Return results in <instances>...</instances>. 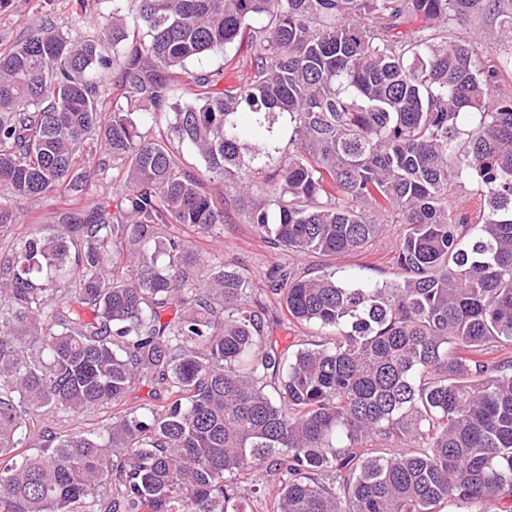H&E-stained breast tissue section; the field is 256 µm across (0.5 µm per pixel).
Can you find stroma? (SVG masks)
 I'll return each instance as SVG.
<instances>
[{
    "instance_id": "1",
    "label": "stroma",
    "mask_w": 512,
    "mask_h": 512,
    "mask_svg": "<svg viewBox=\"0 0 512 512\" xmlns=\"http://www.w3.org/2000/svg\"><path fill=\"white\" fill-rule=\"evenodd\" d=\"M74 10L73 0H29L22 9L18 8L16 0H8L0 7V37L11 39L19 36L28 23L41 16L50 17L59 28L75 34L95 35V20L74 24ZM207 190L213 197L223 199L227 222L220 238L200 241L199 246L209 253L213 262L240 267L253 282H261L267 271L277 266L311 271L333 270L341 277L359 270L377 283L388 281L393 276L394 240L399 233V225H390L385 236L375 239L366 250L357 254L336 260L318 253L299 255L275 247L257 236L239 214L236 196L225 189L223 181L209 182ZM60 214L58 204L21 201L17 206V224L0 233V249L8 250L18 237L56 223Z\"/></svg>"
}]
</instances>
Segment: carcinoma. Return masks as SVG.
I'll return each instance as SVG.
<instances>
[{
  "mask_svg": "<svg viewBox=\"0 0 512 512\" xmlns=\"http://www.w3.org/2000/svg\"><path fill=\"white\" fill-rule=\"evenodd\" d=\"M75 2L94 37L0 39V230L71 202L0 251V512H247V489L266 512H512V94L482 62L512 0ZM208 52L250 73L190 68ZM464 178L476 224L448 204ZM108 179L112 206L80 205ZM212 179L286 251L401 225L393 279L271 269L284 320L326 336L284 359L249 279L168 232L218 237ZM137 383L160 402L119 409ZM92 409L112 417L46 424ZM61 213L59 204L21 201L17 205L19 223L13 224L6 232L0 233L1 251H7L18 237L37 232L45 224H56ZM105 411L107 410H91L80 416V418L77 420H67L66 418H63L65 420L59 418H51V420H54L52 422V426L56 432L69 431L77 426L83 427L85 430H92L98 427V424L102 419H105L111 415V413H109L110 411L108 413H105Z\"/></svg>",
  "mask_w": 512,
  "mask_h": 512,
  "instance_id": "cac0c4a2",
  "label": "carcinoma"
}]
</instances>
